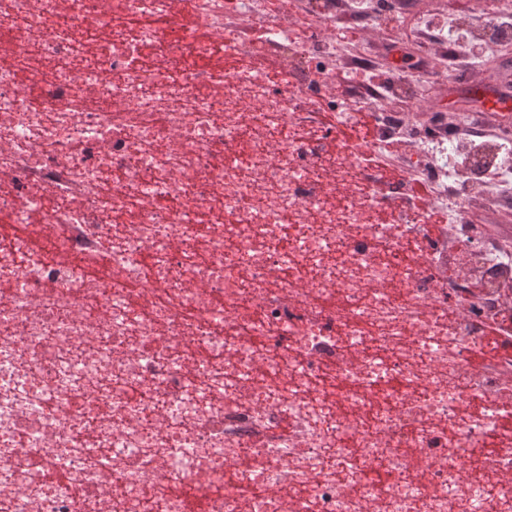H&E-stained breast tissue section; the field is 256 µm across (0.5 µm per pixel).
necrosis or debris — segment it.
I'll use <instances>...</instances> for the list:
<instances>
[{
    "label": "necrosis or debris",
    "instance_id": "obj_1",
    "mask_svg": "<svg viewBox=\"0 0 512 512\" xmlns=\"http://www.w3.org/2000/svg\"><path fill=\"white\" fill-rule=\"evenodd\" d=\"M302 2L0 0V512H512V251L471 223L512 143L417 126L398 69L323 122L343 3ZM497 12L424 25L434 69ZM369 110L447 224L331 151Z\"/></svg>",
    "mask_w": 512,
    "mask_h": 512
}]
</instances>
